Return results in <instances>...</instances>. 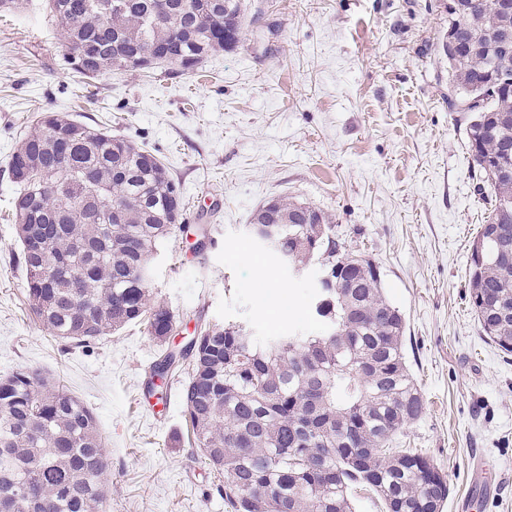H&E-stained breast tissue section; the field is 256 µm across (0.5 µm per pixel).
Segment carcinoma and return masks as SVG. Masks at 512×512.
<instances>
[{"label": "carcinoma", "instance_id": "carcinoma-1", "mask_svg": "<svg viewBox=\"0 0 512 512\" xmlns=\"http://www.w3.org/2000/svg\"><path fill=\"white\" fill-rule=\"evenodd\" d=\"M170 21L151 26L153 0H49L66 53L63 65L96 79L130 70L119 59L154 50V64L191 72L232 48L239 0H168ZM448 18L474 47L448 61V110L482 98L466 138L492 209L472 247L469 303L483 335L512 354V90L482 91L487 44L512 32L492 0H459ZM37 169L30 181L21 175ZM20 225L18 258L27 305L61 341L88 346L132 323L159 341L175 316L151 302V264L183 211L161 162L132 142L46 112L13 155ZM272 214L274 250L320 270L318 335L271 336L247 344L235 324H206L197 340L167 349L153 366L163 379L186 370L185 425L222 483L230 512H352L364 487L385 512H440L448 474L427 455L390 443L423 414L403 348L404 318L385 296L377 267L350 251L321 209L288 197ZM104 442L93 411L41 370L0 377V512H106Z\"/></svg>", "mask_w": 512, "mask_h": 512}]
</instances>
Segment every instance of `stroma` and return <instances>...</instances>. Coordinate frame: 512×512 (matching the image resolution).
Listing matches in <instances>:
<instances>
[{
    "instance_id": "obj_1",
    "label": "stroma",
    "mask_w": 512,
    "mask_h": 512,
    "mask_svg": "<svg viewBox=\"0 0 512 512\" xmlns=\"http://www.w3.org/2000/svg\"><path fill=\"white\" fill-rule=\"evenodd\" d=\"M447 0H241L230 50L185 73L165 65L87 81L62 66L46 0L0 15V376L38 367L94 412L105 439L110 512H228L218 478L182 427L179 379L130 325L67 347L31 315L17 260L12 156L57 112L130 140L179 182L186 223L153 258V298L181 344L200 322L258 339L317 334L314 269L296 273L247 232L281 197L333 217L338 237L379 270L405 319L404 351L425 400L401 447L448 474L442 512H512V355L480 331L469 300L471 245L488 210L459 113L448 109Z\"/></svg>"
}]
</instances>
